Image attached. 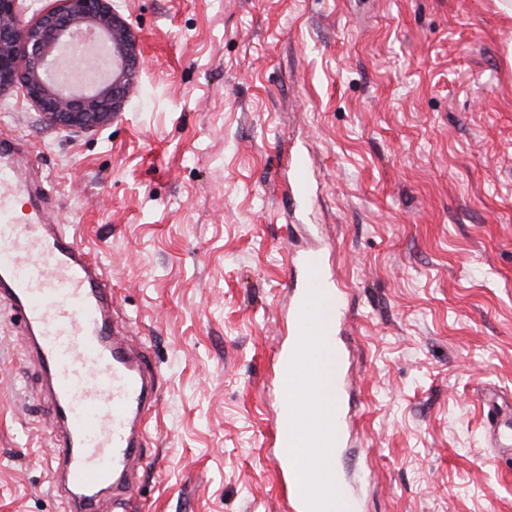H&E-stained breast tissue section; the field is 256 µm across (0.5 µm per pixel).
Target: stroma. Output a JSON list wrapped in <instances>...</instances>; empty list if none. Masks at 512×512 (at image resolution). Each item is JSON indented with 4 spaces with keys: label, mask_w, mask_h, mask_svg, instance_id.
<instances>
[{
    "label": "stroma",
    "mask_w": 512,
    "mask_h": 512,
    "mask_svg": "<svg viewBox=\"0 0 512 512\" xmlns=\"http://www.w3.org/2000/svg\"><path fill=\"white\" fill-rule=\"evenodd\" d=\"M142 68L72 136L14 88L46 217L104 265L160 375L111 512H284L270 446L291 244L350 296L364 512H512L486 392L512 405V24L493 0H115ZM313 159L286 224L287 151ZM0 296V512H63L41 366Z\"/></svg>",
    "instance_id": "stroma-1"
}]
</instances>
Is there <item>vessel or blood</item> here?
I'll return each mask as SVG.
<instances>
[{
  "label": "vessel or blood",
  "mask_w": 512,
  "mask_h": 512,
  "mask_svg": "<svg viewBox=\"0 0 512 512\" xmlns=\"http://www.w3.org/2000/svg\"><path fill=\"white\" fill-rule=\"evenodd\" d=\"M0 139V294L10 298L49 382V410L62 433L52 457L69 512H101V494H125L139 429L159 391L155 376L116 335L102 285L103 265L76 246L61 225L19 207L32 187L6 161ZM289 190L304 193L312 163L291 155ZM326 248L291 252L286 304L276 341L278 368L267 381L275 399L271 445L287 512H333L319 476L351 444L347 396L354 377L335 335L347 319L344 291L326 262ZM336 493L361 512L367 471H336Z\"/></svg>",
  "instance_id": "1"
}]
</instances>
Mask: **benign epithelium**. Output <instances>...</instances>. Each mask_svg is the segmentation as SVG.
Segmentation results:
<instances>
[{"mask_svg":"<svg viewBox=\"0 0 512 512\" xmlns=\"http://www.w3.org/2000/svg\"><path fill=\"white\" fill-rule=\"evenodd\" d=\"M24 0H0V95L18 86L45 123L70 133L111 124L124 112L140 62L131 23L112 0H50L30 20ZM86 33L103 45L104 79L79 86L62 69L66 45Z\"/></svg>","mask_w":512,"mask_h":512,"instance_id":"benign-epithelium-1","label":"benign epithelium"}]
</instances>
